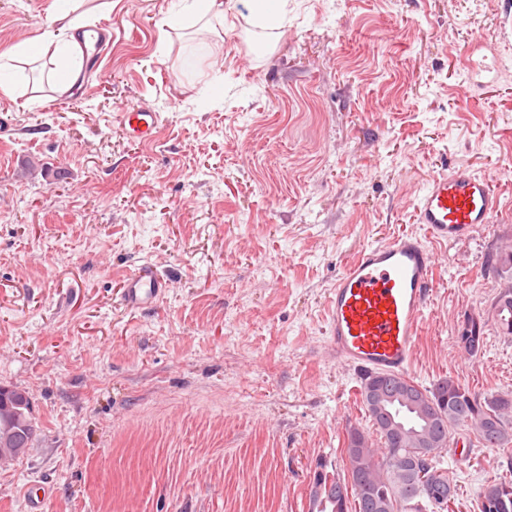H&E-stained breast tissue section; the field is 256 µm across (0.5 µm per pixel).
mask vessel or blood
Returning <instances> with one entry per match:
<instances>
[{
    "instance_id": "vessel-or-blood-1",
    "label": "vessel or blood",
    "mask_w": 512,
    "mask_h": 512,
    "mask_svg": "<svg viewBox=\"0 0 512 512\" xmlns=\"http://www.w3.org/2000/svg\"><path fill=\"white\" fill-rule=\"evenodd\" d=\"M133 141L154 140L159 113L130 108L120 116ZM500 198L488 177L466 167L435 174L420 197L415 214L429 238L461 242L489 224ZM411 233L369 244L333 284L327 304L328 348L337 364L359 378L409 374L425 305L434 291L437 255ZM164 283L150 272L128 277L123 297L134 308L155 306Z\"/></svg>"
}]
</instances>
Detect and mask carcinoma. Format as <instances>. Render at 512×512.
Returning a JSON list of instances; mask_svg holds the SVG:
<instances>
[{
	"label": "carcinoma",
	"mask_w": 512,
	"mask_h": 512,
	"mask_svg": "<svg viewBox=\"0 0 512 512\" xmlns=\"http://www.w3.org/2000/svg\"><path fill=\"white\" fill-rule=\"evenodd\" d=\"M486 320L467 315L457 336L475 360ZM361 401L371 430L353 428L343 472L321 465L310 488L311 512H435L455 500L456 485L443 458L457 430L484 448L512 446V393H478L445 377L423 387L406 377L370 376ZM479 512H512V481L485 483Z\"/></svg>",
	"instance_id": "1"
}]
</instances>
